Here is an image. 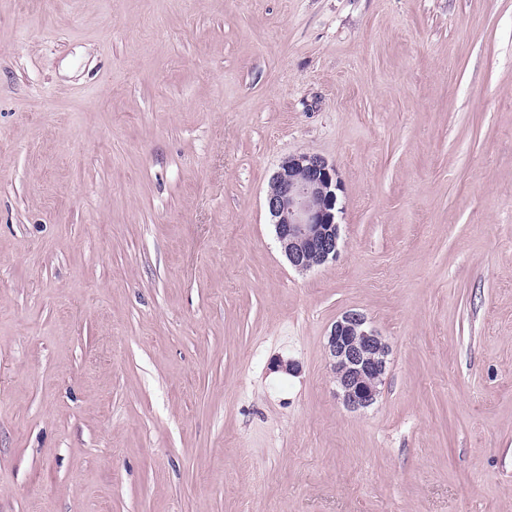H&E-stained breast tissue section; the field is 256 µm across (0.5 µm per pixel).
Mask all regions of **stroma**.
<instances>
[{"label":"stroma","mask_w":512,"mask_h":512,"mask_svg":"<svg viewBox=\"0 0 512 512\" xmlns=\"http://www.w3.org/2000/svg\"><path fill=\"white\" fill-rule=\"evenodd\" d=\"M0 512H512V0H0ZM336 167L318 154L289 156L272 177L266 207L292 267L308 271L339 254ZM328 350L344 405L353 411L372 406L380 394L390 354L383 336L367 325L363 314L347 312L333 324Z\"/></svg>","instance_id":"obj_1"}]
</instances>
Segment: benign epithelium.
I'll return each mask as SVG.
<instances>
[{"label": "benign epithelium", "instance_id": "1", "mask_svg": "<svg viewBox=\"0 0 512 512\" xmlns=\"http://www.w3.org/2000/svg\"><path fill=\"white\" fill-rule=\"evenodd\" d=\"M336 167L318 154L285 159L272 177L266 207L292 267L308 271L336 260L339 224ZM331 367L344 405L353 411L372 406L380 394L390 348L366 317L347 312L328 337Z\"/></svg>", "mask_w": 512, "mask_h": 512}]
</instances>
